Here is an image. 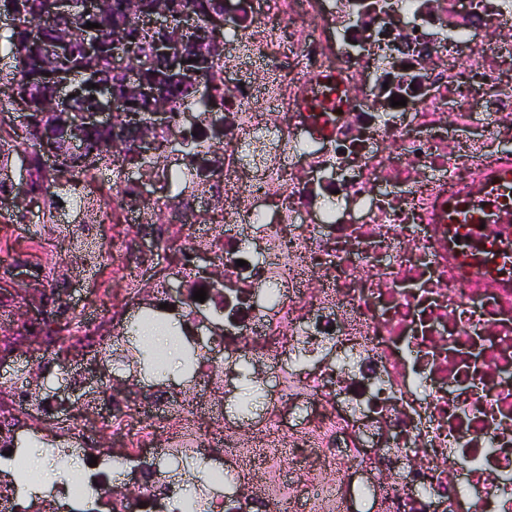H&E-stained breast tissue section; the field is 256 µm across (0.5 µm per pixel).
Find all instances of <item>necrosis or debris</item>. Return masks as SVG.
I'll return each mask as SVG.
<instances>
[{
	"label": "necrosis or debris",
	"mask_w": 512,
	"mask_h": 512,
	"mask_svg": "<svg viewBox=\"0 0 512 512\" xmlns=\"http://www.w3.org/2000/svg\"><path fill=\"white\" fill-rule=\"evenodd\" d=\"M221 68L216 109L180 106L154 130L162 145L195 135L157 176L171 193L145 198L124 170L68 190L35 172L82 216L71 244L98 307L54 305L0 336V361L32 354L45 379L73 354L64 383L84 409L0 382V512H512V270L469 272L449 220L512 170V0H224ZM19 245L33 272L54 267L55 232L4 224L1 275ZM156 252L178 265L156 271ZM206 259L223 286L199 275ZM200 289L224 328L181 336L190 387L89 383L122 361L128 307L180 317ZM244 371L264 391L246 422L228 412ZM47 421L54 459L78 456L84 476L27 496L14 441ZM194 460L188 496L169 473Z\"/></svg>",
	"instance_id": "4bbe7bcc"
}]
</instances>
